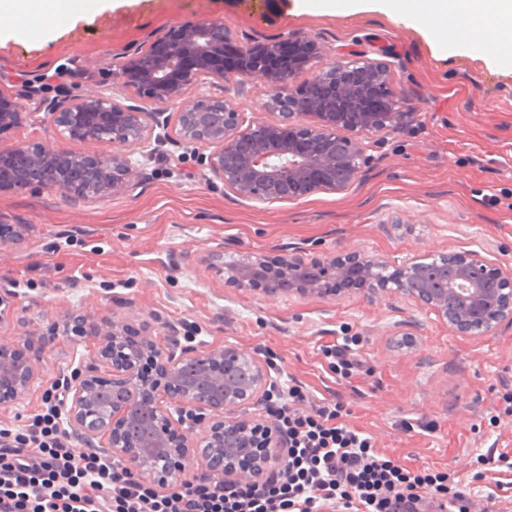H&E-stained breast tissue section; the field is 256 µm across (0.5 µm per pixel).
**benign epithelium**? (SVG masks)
I'll return each mask as SVG.
<instances>
[{"mask_svg":"<svg viewBox=\"0 0 512 512\" xmlns=\"http://www.w3.org/2000/svg\"><path fill=\"white\" fill-rule=\"evenodd\" d=\"M232 40L224 24H186L156 41L152 50L125 60L114 75L155 104L180 98L203 78L224 76L212 67ZM235 73L283 84L294 71L271 74L240 51ZM388 69L363 56L324 66L299 95L273 100L280 121L243 126L240 112L222 97L202 96L175 118L162 109L147 112L97 91L77 98L44 99L57 137L33 145L0 148V192L80 188L92 203L106 195H128L140 182V167L126 148L178 140L210 149L212 175L234 194L261 203L288 201L318 191L348 189L365 162L363 135L404 122L408 113L367 112L362 107L376 84L389 98ZM315 124L304 125L301 118ZM0 90V132L33 121ZM108 130L118 149H94ZM87 145L69 150L61 141ZM26 224L0 226V246L23 243ZM220 279L260 291L272 301L292 296L337 299L364 293L392 294L432 312L459 336L486 337L512 325V266L475 250L417 253L389 275L383 263L360 253L330 260L285 254L274 259L245 252L231 263L224 252L205 257ZM62 329L94 336L93 356L63 379L68 432L88 448L133 468L136 478L163 488L181 478L187 463L200 460L201 475L224 481L259 482L277 472L285 458L279 426L265 408L269 366L257 353L232 345L202 351L182 345L178 328L161 343L151 327L125 318L68 314ZM46 334L25 325L13 341L0 340V405L22 400L37 382ZM106 368L109 377L100 375Z\"/></svg>","mask_w":512,"mask_h":512,"instance_id":"obj_1","label":"benign epithelium"}]
</instances>
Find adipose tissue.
Segmentation results:
<instances>
[{
    "label": "adipose tissue",
    "instance_id": "1",
    "mask_svg": "<svg viewBox=\"0 0 512 512\" xmlns=\"http://www.w3.org/2000/svg\"><path fill=\"white\" fill-rule=\"evenodd\" d=\"M108 0H0V16L10 19L9 27L0 29V37L26 39L31 31V17L50 11L63 24H71L84 16L103 11ZM463 0H381L382 13L425 26L431 18L444 16L463 8Z\"/></svg>",
    "mask_w": 512,
    "mask_h": 512
}]
</instances>
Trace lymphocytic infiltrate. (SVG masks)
Returning <instances> with one entry per match:
<instances>
[{
  "label": "lymphocytic infiltrate",
  "instance_id": "obj_1",
  "mask_svg": "<svg viewBox=\"0 0 512 512\" xmlns=\"http://www.w3.org/2000/svg\"><path fill=\"white\" fill-rule=\"evenodd\" d=\"M357 344L343 336L322 347L340 378L362 374ZM271 408L287 444L277 475L256 484L186 477L164 492L102 453L74 452L57 408L21 429L0 427V512H470L454 474L408 467L379 451L346 423L341 402H312L294 382Z\"/></svg>",
  "mask_w": 512,
  "mask_h": 512
}]
</instances>
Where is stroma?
Instances as JSON below:
<instances>
[{"mask_svg":"<svg viewBox=\"0 0 512 512\" xmlns=\"http://www.w3.org/2000/svg\"><path fill=\"white\" fill-rule=\"evenodd\" d=\"M313 15L293 0H111L104 11L55 29L51 39L0 40V89L25 111L23 94L41 77L43 94L97 90L126 103L133 90L112 75L134 48L178 26L223 22L235 46L257 47L302 33L324 62L364 54L387 66L408 121L368 133L367 161L354 185L280 203L230 194L212 178L204 148L179 143L144 156L135 195L87 204L58 189L0 193V225L28 224L22 246L0 248V287L14 290L0 319V339L27 324L43 329L85 308L147 321L157 336L181 327L202 348L234 344L264 355L275 378L294 379L313 399L344 403L346 420L368 432L378 449L403 463L456 473L480 512H512V472L471 482L480 454L512 456V327L474 339L453 334L437 318L389 298L371 303L291 297L220 281L204 258L223 247L225 261L243 251L276 257L301 253L327 259L374 255L388 267L423 250L480 249L512 265V67L479 55L442 50L431 28L375 11ZM275 86L234 73L210 77L166 104L177 112L202 96L228 99L246 122L278 123ZM415 323V345L399 336ZM342 336L359 339L364 375L332 372L320 353ZM93 337L57 336L38 382L19 403L0 407V427L23 425L44 412L48 390L68 368L89 360Z\"/></svg>","mask_w":512,"mask_h":512,"instance_id":"1","label":"stroma"}]
</instances>
